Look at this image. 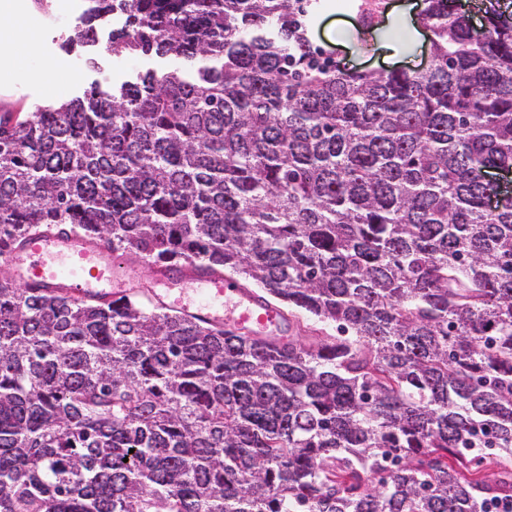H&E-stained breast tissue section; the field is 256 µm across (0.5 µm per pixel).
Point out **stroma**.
<instances>
[{"label":"stroma","mask_w":512,"mask_h":512,"mask_svg":"<svg viewBox=\"0 0 512 512\" xmlns=\"http://www.w3.org/2000/svg\"><path fill=\"white\" fill-rule=\"evenodd\" d=\"M320 8L313 15L308 36L315 49L330 54L338 65L363 71H380L395 67L419 70L429 60V44L424 36H413L410 27L402 24L404 13L418 0H387L385 23L371 45L361 42L355 12L340 9L336 0H319ZM61 28L33 32L27 29L22 12H15L10 21L0 23V43L6 44L19 57L10 76L0 75V96L13 102L16 109H29L32 102L52 99L66 101L80 95L91 83L102 88L135 80L139 74L153 70L163 72L173 67L168 57L136 54L115 57L108 51V33L100 31L97 46L66 48ZM52 56L53 64L45 72L44 84L29 87L18 82V75Z\"/></svg>","instance_id":"35a3bbf8"}]
</instances>
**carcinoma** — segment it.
<instances>
[{"label": "carcinoma", "mask_w": 512, "mask_h": 512, "mask_svg": "<svg viewBox=\"0 0 512 512\" xmlns=\"http://www.w3.org/2000/svg\"><path fill=\"white\" fill-rule=\"evenodd\" d=\"M171 56L0 113V256L60 225L332 326L317 347L0 282V512H499L512 470V13L424 0L432 66L346 71L311 0H87Z\"/></svg>", "instance_id": "obj_1"}]
</instances>
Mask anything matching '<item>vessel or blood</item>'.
Returning a JSON list of instances; mask_svg holds the SVG:
<instances>
[{"instance_id":"obj_1","label":"vessel or blood","mask_w":512,"mask_h":512,"mask_svg":"<svg viewBox=\"0 0 512 512\" xmlns=\"http://www.w3.org/2000/svg\"><path fill=\"white\" fill-rule=\"evenodd\" d=\"M14 282L40 292L61 291L76 299L110 301L126 295L128 269L105 243L66 230L28 238L7 260ZM194 285L187 297L185 285ZM151 299L166 308L238 333L284 342L281 313L238 281L192 266L153 269Z\"/></svg>"}]
</instances>
